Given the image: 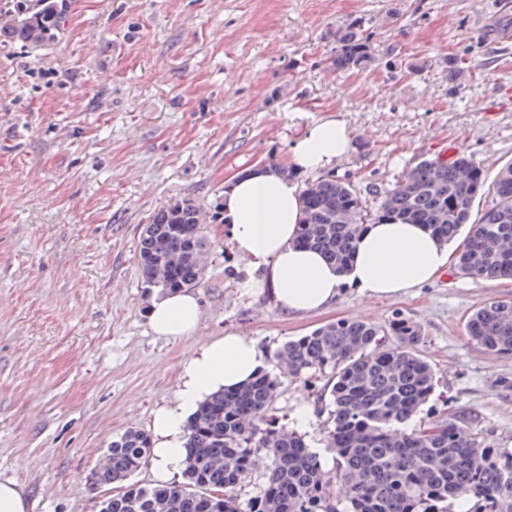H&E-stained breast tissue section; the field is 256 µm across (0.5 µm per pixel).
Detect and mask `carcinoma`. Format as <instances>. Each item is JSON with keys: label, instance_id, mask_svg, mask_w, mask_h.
<instances>
[{"label": "carcinoma", "instance_id": "1", "mask_svg": "<svg viewBox=\"0 0 512 512\" xmlns=\"http://www.w3.org/2000/svg\"><path fill=\"white\" fill-rule=\"evenodd\" d=\"M67 14L58 0L17 7L0 21V37L37 44L54 37ZM338 70H362L372 60L369 37L359 23L336 31ZM512 163L501 168L493 200L477 223L475 202L486 192L479 167L466 155L423 159L390 189H377L370 208L353 185L326 175L305 183L311 194L302 209L297 243L321 251L345 267L353 242L367 224L393 215L427 225L452 242L470 225L456 255V272L471 279H512ZM206 216L195 199H177L154 214L139 239L144 281L163 292L202 284L211 243ZM481 347L512 355V301L492 298L467 322ZM420 326L395 319L381 327L341 319L286 341L277 351L280 372L292 377L330 373L317 395V411L329 410L324 435L336 453V478L344 500L323 478L319 453L295 430L267 420L278 388L261 372L243 387L203 401L188 423L183 481L154 487L128 483L146 459V434L129 430L112 440L95 480L119 492L105 512H512V448H493L454 416L414 428L410 421L436 386V375L419 353ZM264 469L260 494L241 504L238 491Z\"/></svg>", "mask_w": 512, "mask_h": 512}]
</instances>
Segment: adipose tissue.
Wrapping results in <instances>:
<instances>
[{"instance_id": "adipose-tissue-1", "label": "adipose tissue", "mask_w": 512, "mask_h": 512, "mask_svg": "<svg viewBox=\"0 0 512 512\" xmlns=\"http://www.w3.org/2000/svg\"><path fill=\"white\" fill-rule=\"evenodd\" d=\"M351 146L346 124L328 119L308 127L294 142L291 160L299 169L317 172L335 164ZM301 191L266 167L232 177L221 212L236 255L254 274L239 285L241 294L274 296L293 315L322 312L334 305L344 285L370 298H397L433 282L448 269L450 250L421 224L385 220L368 225L357 237L346 269L296 242ZM200 319L197 294L187 290L152 300L149 322L160 336L191 335ZM264 364L253 337L230 330L203 344L184 364L174 401L153 413L148 463L153 477L172 481L184 466L187 424L198 405L211 395L232 391Z\"/></svg>"}]
</instances>
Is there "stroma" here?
I'll return each mask as SVG.
<instances>
[{
    "mask_svg": "<svg viewBox=\"0 0 512 512\" xmlns=\"http://www.w3.org/2000/svg\"><path fill=\"white\" fill-rule=\"evenodd\" d=\"M65 4L46 44L0 45V481L23 488L28 512H101L113 489L94 474L112 439L148 431L183 364L228 329L257 338L278 378L269 417L306 434L333 491L327 417L312 411L327 378L283 374L276 353L340 319L420 325L438 386L418 420L454 413L512 448V389L497 385L512 379V356L467 333L486 301L512 300V280L449 269L395 299L348 286L328 310L292 316L271 296L240 294L248 267L216 221L204 227L200 324L172 338L149 326L137 249L160 208L189 195L212 210L230 176L288 165L297 137L330 118L352 137L330 171L361 193L458 153L494 182L512 162V41L501 38L512 0ZM353 21L375 62L342 72L334 33Z\"/></svg>",
    "mask_w": 512,
    "mask_h": 512,
    "instance_id": "obj_1",
    "label": "stroma"
}]
</instances>
